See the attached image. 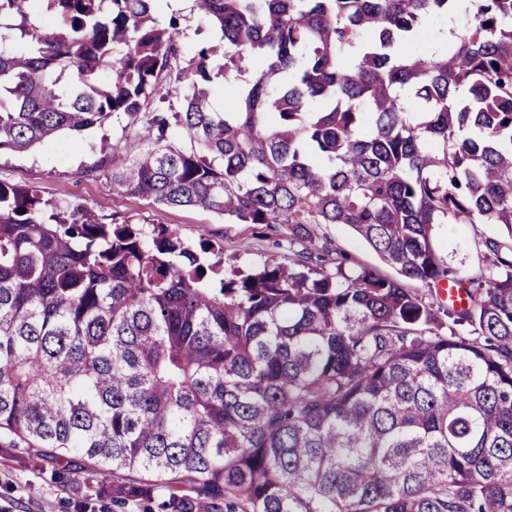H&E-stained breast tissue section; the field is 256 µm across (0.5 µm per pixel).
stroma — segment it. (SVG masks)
Instances as JSON below:
<instances>
[{"mask_svg":"<svg viewBox=\"0 0 512 512\" xmlns=\"http://www.w3.org/2000/svg\"><path fill=\"white\" fill-rule=\"evenodd\" d=\"M176 20L183 33V47L194 52L213 43L220 32L202 19L189 0H169L161 24ZM124 119L79 133L63 131L53 139L24 152H0V182L30 185L46 199H77L97 206L103 222L127 219L150 228L167 225L192 245L209 241L222 251L225 273L262 265L276 248L262 226L228 224L212 212L198 208H171L151 200L117 195L102 177H84L100 156L122 142ZM315 242L331 239L351 261L384 275L392 270L347 226L317 224ZM500 224H440L434 245L451 273L459 278L480 279L486 273L485 240L506 238ZM82 460L73 455L63 460L42 457L38 449L0 439V508L9 512H114L112 496L100 483H75L73 471Z\"/></svg>","mask_w":512,"mask_h":512,"instance_id":"obj_1","label":"stroma"}]
</instances>
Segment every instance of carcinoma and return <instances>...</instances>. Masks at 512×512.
Returning a JSON list of instances; mask_svg holds the SVG:
<instances>
[{
    "instance_id": "obj_1",
    "label": "carcinoma",
    "mask_w": 512,
    "mask_h": 512,
    "mask_svg": "<svg viewBox=\"0 0 512 512\" xmlns=\"http://www.w3.org/2000/svg\"><path fill=\"white\" fill-rule=\"evenodd\" d=\"M156 2L0 0V151L124 117L87 173L286 224L288 253L226 277L208 242L0 183V435L141 512H512V240L448 310L474 339L407 287L451 280L436 224L512 237V0H195L225 112L219 48L184 54ZM314 224L396 276L304 246ZM314 242L321 243L325 238L333 241L352 262L375 269L381 274L394 276L395 272L386 266L379 257L345 225L314 224Z\"/></svg>"
}]
</instances>
